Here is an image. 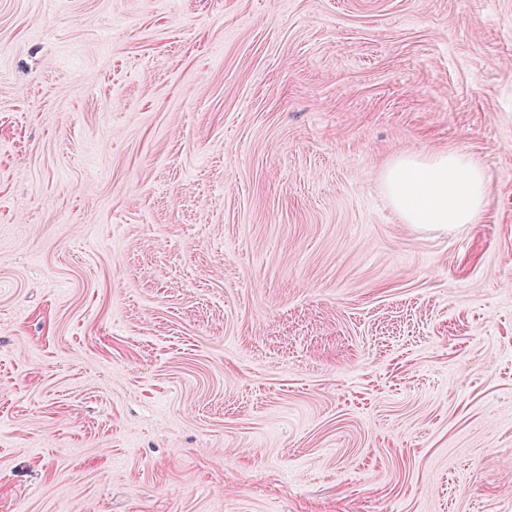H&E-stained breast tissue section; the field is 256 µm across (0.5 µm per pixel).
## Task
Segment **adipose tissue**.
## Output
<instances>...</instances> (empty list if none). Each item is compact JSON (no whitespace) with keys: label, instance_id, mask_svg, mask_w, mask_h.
<instances>
[{"label":"adipose tissue","instance_id":"ef3b65f1","mask_svg":"<svg viewBox=\"0 0 512 512\" xmlns=\"http://www.w3.org/2000/svg\"><path fill=\"white\" fill-rule=\"evenodd\" d=\"M384 187L405 223L448 230L477 222L485 203V169L456 151L407 154L387 168Z\"/></svg>","mask_w":512,"mask_h":512}]
</instances>
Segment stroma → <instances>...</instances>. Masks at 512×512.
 <instances>
[{
	"mask_svg": "<svg viewBox=\"0 0 512 512\" xmlns=\"http://www.w3.org/2000/svg\"><path fill=\"white\" fill-rule=\"evenodd\" d=\"M0 512H512V0H0ZM383 180L406 224L443 230L474 224L485 203V169L461 152L402 155L387 168Z\"/></svg>",
	"mask_w": 512,
	"mask_h": 512,
	"instance_id": "obj_1",
	"label": "stroma"
}]
</instances>
